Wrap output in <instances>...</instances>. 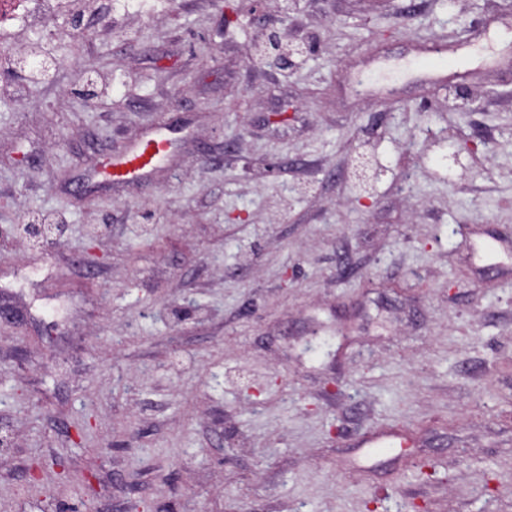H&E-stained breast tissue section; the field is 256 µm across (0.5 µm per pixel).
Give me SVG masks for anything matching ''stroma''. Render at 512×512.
<instances>
[{"label": "stroma", "instance_id": "1", "mask_svg": "<svg viewBox=\"0 0 512 512\" xmlns=\"http://www.w3.org/2000/svg\"><path fill=\"white\" fill-rule=\"evenodd\" d=\"M53 4L0 69V512H512V0ZM168 139L163 134L146 140L126 157L112 164L108 177L124 180L131 176L146 173L165 157Z\"/></svg>", "mask_w": 512, "mask_h": 512}]
</instances>
